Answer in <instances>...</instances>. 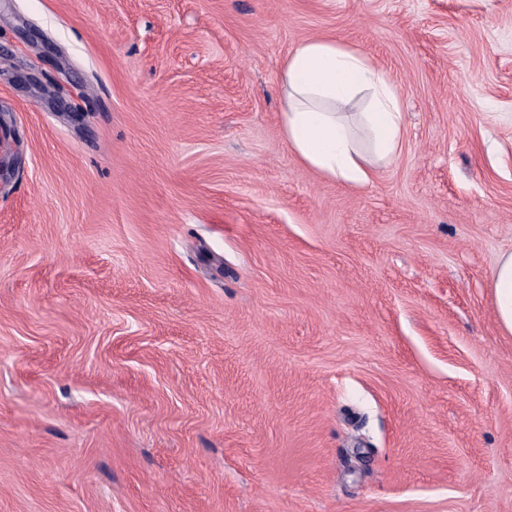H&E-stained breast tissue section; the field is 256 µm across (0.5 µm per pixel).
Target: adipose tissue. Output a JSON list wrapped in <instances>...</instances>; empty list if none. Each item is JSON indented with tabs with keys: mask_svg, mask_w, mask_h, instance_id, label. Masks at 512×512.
Returning a JSON list of instances; mask_svg holds the SVG:
<instances>
[{
	"mask_svg": "<svg viewBox=\"0 0 512 512\" xmlns=\"http://www.w3.org/2000/svg\"><path fill=\"white\" fill-rule=\"evenodd\" d=\"M282 136L306 167L352 189L371 186L400 153L405 114L391 75L332 38L300 42L279 73ZM362 111H351L355 101ZM502 332L512 335V252L490 277Z\"/></svg>",
	"mask_w": 512,
	"mask_h": 512,
	"instance_id": "1",
	"label": "adipose tissue"
}]
</instances>
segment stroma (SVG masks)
<instances>
[{
	"instance_id": "1",
	"label": "stroma",
	"mask_w": 512,
	"mask_h": 512,
	"mask_svg": "<svg viewBox=\"0 0 512 512\" xmlns=\"http://www.w3.org/2000/svg\"><path fill=\"white\" fill-rule=\"evenodd\" d=\"M387 69L362 190L285 144ZM512 0H0V512H512ZM279 121L306 167L352 189L371 186L400 153L405 112L391 75L336 39L300 42L279 73ZM357 99L362 112H344ZM490 288L502 332L512 335V252L499 255L491 270Z\"/></svg>"
}]
</instances>
